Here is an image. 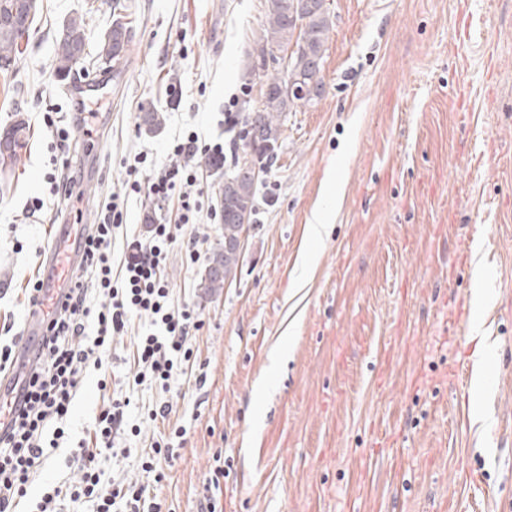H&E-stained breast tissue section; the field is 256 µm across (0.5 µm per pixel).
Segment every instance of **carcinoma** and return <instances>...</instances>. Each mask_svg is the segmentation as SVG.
Returning <instances> with one entry per match:
<instances>
[{"label":"carcinoma","instance_id":"1","mask_svg":"<svg viewBox=\"0 0 512 512\" xmlns=\"http://www.w3.org/2000/svg\"><path fill=\"white\" fill-rule=\"evenodd\" d=\"M37 13V0H0V70L11 69L20 54L21 42L30 38ZM87 16L69 18L60 29L56 39L57 71L66 78L76 66H85V28ZM331 29L327 0H266L265 45L262 52L274 55V51L290 50L282 69H274L260 89L259 105L246 108L242 113L240 137L254 153L234 155L233 168L224 174L226 183L220 188L221 212L224 223V244L212 252L210 263L219 272L201 278L200 285L210 295H218L224 286L237 276L241 254L234 247L243 234L245 226L252 223L256 203L257 182L240 178L242 162L261 164V159L270 157L280 137L282 117L300 105L318 100L323 93V60ZM130 43L126 23L115 20L103 32L97 45L92 66L97 68L120 60ZM316 73V79L305 81V87L315 89L312 95L288 93L285 88L289 78L297 73ZM164 123L163 113L149 109L141 118L140 127L153 133ZM24 123H17L3 131L7 139L14 142L8 154L0 152V182L7 183L18 159V152L25 142L20 139Z\"/></svg>","mask_w":512,"mask_h":512}]
</instances>
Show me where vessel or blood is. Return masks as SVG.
Returning a JSON list of instances; mask_svg holds the SVG:
<instances>
[{
	"instance_id": "1",
	"label": "vessel or blood",
	"mask_w": 512,
	"mask_h": 512,
	"mask_svg": "<svg viewBox=\"0 0 512 512\" xmlns=\"http://www.w3.org/2000/svg\"><path fill=\"white\" fill-rule=\"evenodd\" d=\"M114 78V72L106 70L93 81L80 75L70 80L66 93L79 118H86L88 108L100 105L110 97ZM84 243V225H66L58 237L55 251L43 259L40 301L25 323L24 337L15 350L10 369L0 373V404L22 399L30 367L42 353L38 337L55 311L56 299L70 286L69 276L82 261Z\"/></svg>"
}]
</instances>
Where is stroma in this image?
<instances>
[{
	"label": "stroma",
	"mask_w": 512,
	"mask_h": 512,
	"mask_svg": "<svg viewBox=\"0 0 512 512\" xmlns=\"http://www.w3.org/2000/svg\"><path fill=\"white\" fill-rule=\"evenodd\" d=\"M39 5L0 72V130L21 117L27 138L0 189V348L22 335L39 263L83 197L89 225L118 205V288L127 237L151 217L177 225L168 303L201 324L192 374L167 391L134 385L133 338H113L19 512L79 480L67 457L121 396L137 430L114 441L129 457L102 456L104 478L147 487L164 512H199L217 466L224 512H512V0H327L324 93L286 114L237 277L212 297L199 283L224 239L223 172L201 171L202 211L183 226L177 201L157 205L130 183L163 172L191 131L225 157L243 152L224 110L259 99L265 0ZM82 13L88 52L115 18L131 30L108 119L86 131L55 54ZM151 108L165 117L154 133L139 128ZM69 174L71 199L57 190ZM313 224L327 225L323 239ZM162 402L167 418H148ZM159 442L178 455L158 482L140 457Z\"/></svg>",
	"instance_id": "35a3bbf8"
}]
</instances>
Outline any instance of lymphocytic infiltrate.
Wrapping results in <instances>:
<instances>
[{"label": "lymphocytic infiltrate", "mask_w": 512, "mask_h": 512, "mask_svg": "<svg viewBox=\"0 0 512 512\" xmlns=\"http://www.w3.org/2000/svg\"><path fill=\"white\" fill-rule=\"evenodd\" d=\"M198 141V136L191 135L177 143L175 162L146 187L148 197L157 202L179 196L180 221L184 224L193 223L198 211L189 192L198 181V171L188 162L198 150ZM115 212V205H106L85 238L82 270L92 273L99 303L88 301L82 279L74 280L41 338L43 355L32 369L12 428L0 434V512H16L31 476L55 452L46 444V436L60 439L65 434L61 423L71 412L84 371L91 364L102 367V357L111 351L113 337L129 333L134 316L148 315L151 323L150 329L134 334L135 365L150 370L154 379L166 385L186 375L194 364L187 340L198 322L189 310L164 304L169 288L160 256L173 241L169 225H151L148 239L127 240L125 285L116 288L106 256L112 244ZM130 404L127 397L104 404L95 417V448L72 449L67 459L80 473L71 499L93 501L96 512H162L160 502L151 498L146 488L105 482L98 465L99 456L112 449L116 433L126 426Z\"/></svg>", "instance_id": "1"}]
</instances>
